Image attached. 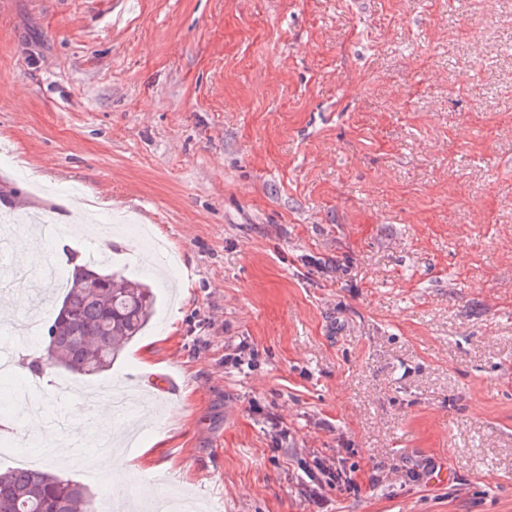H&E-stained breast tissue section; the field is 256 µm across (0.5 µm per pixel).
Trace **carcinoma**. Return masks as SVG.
<instances>
[{
  "label": "carcinoma",
  "mask_w": 512,
  "mask_h": 512,
  "mask_svg": "<svg viewBox=\"0 0 512 512\" xmlns=\"http://www.w3.org/2000/svg\"><path fill=\"white\" fill-rule=\"evenodd\" d=\"M85 262L68 272L67 292L47 328L52 362L86 376L109 370L122 347L148 325L156 297L149 285L130 280L118 271L109 273L112 286L91 288L100 266ZM87 336L92 348H79ZM0 512H94L88 489L72 478L48 470L13 468L0 472Z\"/></svg>",
  "instance_id": "1"
}]
</instances>
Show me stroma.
I'll return each mask as SVG.
<instances>
[{"label":"stroma","instance_id":"35a3bbf8","mask_svg":"<svg viewBox=\"0 0 512 512\" xmlns=\"http://www.w3.org/2000/svg\"><path fill=\"white\" fill-rule=\"evenodd\" d=\"M108 2L0 0V226H67L9 252L63 277L61 245L111 243L156 312L73 380L171 379L133 452L85 431L69 477L101 501L115 446L141 503L312 512L333 458L361 489L324 512H512V0ZM31 293L0 291V338L44 411L0 421L51 446L63 294ZM427 457L450 482L407 477Z\"/></svg>","mask_w":512,"mask_h":512}]
</instances>
